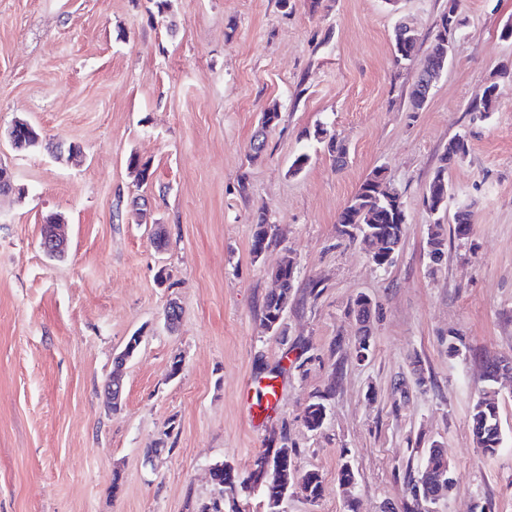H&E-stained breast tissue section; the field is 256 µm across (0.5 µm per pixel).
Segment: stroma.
I'll use <instances>...</instances> for the list:
<instances>
[{
    "mask_svg": "<svg viewBox=\"0 0 512 512\" xmlns=\"http://www.w3.org/2000/svg\"><path fill=\"white\" fill-rule=\"evenodd\" d=\"M447 6L0 0V166L13 174L0 193V512H196L217 492L214 464L245 473L284 444L298 473H319L322 495L312 503L292 486L281 512H401L435 443L452 488L432 512H512V376L495 385L496 454L478 448L469 420L485 360L512 356V85L494 112L468 109L512 61V0H459L448 65L427 106L410 111ZM401 20L419 39L398 66ZM272 106L280 121L252 154ZM18 119L39 129L36 146L12 144ZM321 127L346 144L344 165L315 137ZM459 134L469 152L448 171L447 207L430 213L423 195ZM302 152L308 165L290 175ZM133 154L148 183L131 173ZM377 169L406 214L385 268L336 233ZM462 207L464 238L453 223ZM260 209L280 238L257 258ZM50 215L67 226L60 259L40 248ZM434 223L447 239L439 266ZM286 252L297 267L281 337L261 308ZM361 296L372 338L360 362ZM134 334L112 412L104 385ZM267 384L277 399L262 408ZM320 394L326 417L313 431L302 415Z\"/></svg>",
    "mask_w": 512,
    "mask_h": 512,
    "instance_id": "35a3bbf8",
    "label": "stroma"
}]
</instances>
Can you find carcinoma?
I'll return each mask as SVG.
<instances>
[{"mask_svg":"<svg viewBox=\"0 0 512 512\" xmlns=\"http://www.w3.org/2000/svg\"><path fill=\"white\" fill-rule=\"evenodd\" d=\"M462 20L457 13L455 0H448V11L440 16V27L443 30L458 28ZM418 35L413 27L406 23L398 25L395 31V43L404 46V53L396 55V63L400 64L409 59L415 50ZM512 83V69L501 70L498 77L491 82L484 90L480 101L470 106L472 112H492L495 109L499 87ZM468 154V141L466 136L458 135L448 141V146L442 152L439 159V166L433 173L426 188L424 200L430 202L429 212L434 213L446 207L448 199V168L463 160ZM128 168L135 174L140 183L149 180L151 173L149 164L141 161L137 156L132 155L128 159ZM384 183V175L381 170L373 171L359 186L346 207L340 212L336 231L338 235L350 242L356 241V236L348 233L345 226L348 224H363L371 230L372 236L385 244L388 250L397 251L403 239L401 226L387 221V216L396 212L405 213L404 205L398 192L390 195L385 194L381 189ZM254 230L252 235V253L268 248L278 243V237L274 232V225L269 223V218L264 210L259 209L251 219ZM427 244L433 247L437 254H445L446 242L442 233L441 225L434 224L429 228ZM272 277L280 282V291L269 293L262 304V321L273 331L282 327V316L285 311V297L294 288L295 277L284 274L281 268L277 267L272 272ZM484 382L487 387L483 390V396L478 399L472 408L470 416L471 430L481 451L485 454H494L501 445V438L498 429V407L492 391L495 383L490 372H485ZM325 397L319 396L309 403L303 414L305 426L311 430L318 429L326 415ZM448 463L443 449L439 446H432L422 472L431 474L438 473ZM232 466L220 464L215 467L216 485L222 492H235L236 489H246L247 477L238 473L231 475L229 471ZM299 481L307 492V498L311 502L317 501L322 493V480L318 473L310 471L298 475L294 464L290 463L277 475L275 481L266 492V500L269 512H280L281 499L286 497L289 488L294 482Z\"/></svg>","mask_w":512,"mask_h":512,"instance_id":"obj_1","label":"carcinoma"}]
</instances>
